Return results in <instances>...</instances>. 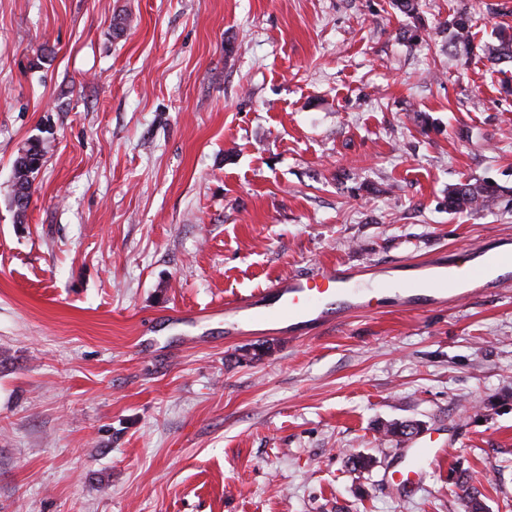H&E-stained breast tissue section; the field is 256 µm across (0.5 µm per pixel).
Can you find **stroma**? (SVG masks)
<instances>
[{
    "mask_svg": "<svg viewBox=\"0 0 512 512\" xmlns=\"http://www.w3.org/2000/svg\"><path fill=\"white\" fill-rule=\"evenodd\" d=\"M421 14L413 45L391 0H0V512H466L462 480L512 512V287L297 339L195 317L512 238V0ZM401 421L448 450L410 491ZM444 27L450 34L448 46L456 53L461 50L468 52L472 37L471 16L466 11H456L448 16ZM45 155V148L40 143L29 144L23 148L14 161V181L12 202L16 208L17 217L27 209L31 195L35 174L40 169ZM26 198L25 204H20L21 198ZM502 192V188L494 183H463L448 190V210L477 213Z\"/></svg>",
    "mask_w": 512,
    "mask_h": 512,
    "instance_id": "35a3bbf8",
    "label": "stroma"
}]
</instances>
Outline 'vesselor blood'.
Returning a JSON list of instances; mask_svg holds the SVG:
<instances>
[{
  "instance_id": "1",
  "label": "vessel or blood",
  "mask_w": 512,
  "mask_h": 512,
  "mask_svg": "<svg viewBox=\"0 0 512 512\" xmlns=\"http://www.w3.org/2000/svg\"><path fill=\"white\" fill-rule=\"evenodd\" d=\"M512 284V247L490 238L463 251L437 252L421 261H395L375 271H355L344 264L292 275L265 290L226 305L233 331L301 337L304 331L339 325L374 310L378 294L392 293L409 309L443 306L482 296ZM413 467L399 471L398 485H415L427 468L442 460L445 448L426 443L410 450Z\"/></svg>"
}]
</instances>
